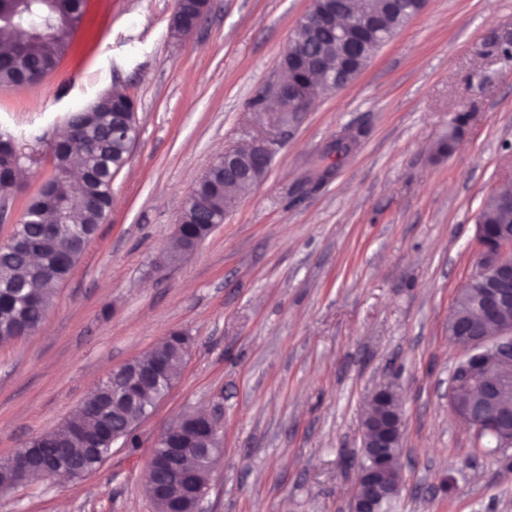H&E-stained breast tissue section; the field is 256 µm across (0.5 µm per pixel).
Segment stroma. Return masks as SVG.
Segmentation results:
<instances>
[{
	"mask_svg": "<svg viewBox=\"0 0 512 512\" xmlns=\"http://www.w3.org/2000/svg\"><path fill=\"white\" fill-rule=\"evenodd\" d=\"M311 0H210L174 36L175 0H87L71 50L41 83L0 88V128L25 175L0 242L48 177L65 116L122 88L138 141L112 210L33 335L0 344V459L60 428L113 368L190 336L171 391L79 479L0 491V512H155L159 434L181 413L218 420L204 512H348L370 392L404 412L392 512H512V447L490 453L448 402L461 351L448 314L479 260L476 216L512 187V0H426L347 87L285 112L279 61ZM261 107H253L255 97ZM469 121L435 158L457 113ZM360 126L349 152L336 135ZM269 138L264 179L181 261L161 264L183 202L228 150Z\"/></svg>",
	"mask_w": 512,
	"mask_h": 512,
	"instance_id": "35a3bbf8",
	"label": "stroma"
}]
</instances>
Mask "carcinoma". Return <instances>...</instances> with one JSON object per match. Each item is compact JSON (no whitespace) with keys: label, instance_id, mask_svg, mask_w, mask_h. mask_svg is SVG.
<instances>
[{"label":"carcinoma","instance_id":"cac0c4a2","mask_svg":"<svg viewBox=\"0 0 512 512\" xmlns=\"http://www.w3.org/2000/svg\"><path fill=\"white\" fill-rule=\"evenodd\" d=\"M12 8L8 29L20 34L9 52L0 54V87L20 88L41 82L53 73L71 46L78 27L84 0H0V10ZM415 0H400L399 9L382 17V27L367 34L362 44L349 48L336 42L330 31L316 23L318 11L312 9L299 22L294 43L297 54L284 53L281 60L282 82L303 92L309 87L323 91L336 89L332 84L336 59L354 75H359L385 43L389 34L400 29L414 16ZM198 17V0H176L172 29L178 33L181 22ZM66 119L69 135L56 145L52 171L28 200L19 223L8 240L0 244V344L36 333L53 305L57 286L67 279L93 241L99 224L107 217L112 203V180L130 156L125 130L137 131V103L129 96L99 95ZM468 115L460 113L448 139L436 151L442 154L454 147L458 132ZM84 167L81 180H71L73 156ZM23 164L12 135L0 132V197L8 199L16 190L15 173ZM198 200L186 204L179 216L187 237L204 241L224 221V162L212 165V180L196 185ZM482 223L494 228L506 223L496 195L484 201L479 214ZM476 294L461 289L453 307L456 327L464 332L477 318ZM190 338L181 332L161 342L156 353L166 364V377L151 383L132 407L112 397V387L125 384L127 374L115 372L97 386L78 412L68 418L62 431L79 429L87 436H98V447H112V434L123 435L122 444L138 446L135 429L145 412L154 408L159 392L174 380L185 356L181 343ZM79 439L49 441L36 436L16 450L44 455L66 454L90 466L95 459L83 452Z\"/></svg>","mask_w":512,"mask_h":512}]
</instances>
